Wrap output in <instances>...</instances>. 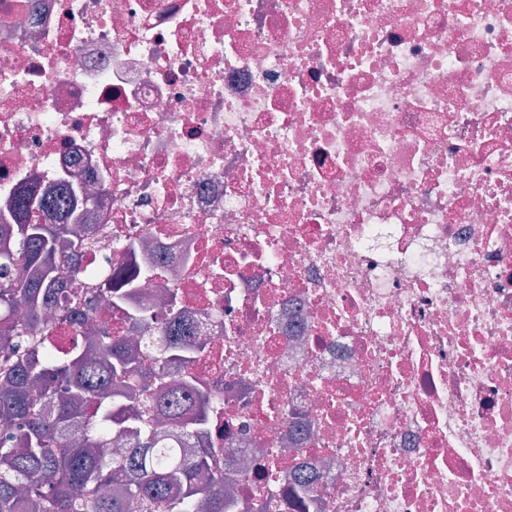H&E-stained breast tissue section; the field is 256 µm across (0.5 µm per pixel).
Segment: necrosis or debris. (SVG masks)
Here are the masks:
<instances>
[{
	"label": "necrosis or debris",
	"mask_w": 512,
	"mask_h": 512,
	"mask_svg": "<svg viewBox=\"0 0 512 512\" xmlns=\"http://www.w3.org/2000/svg\"><path fill=\"white\" fill-rule=\"evenodd\" d=\"M32 185L202 342L226 512H512V0H0Z\"/></svg>",
	"instance_id": "necrosis-or-debris-1"
}]
</instances>
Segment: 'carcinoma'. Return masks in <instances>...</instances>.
I'll list each match as a JSON object with an SVG mask.
<instances>
[{
	"mask_svg": "<svg viewBox=\"0 0 512 512\" xmlns=\"http://www.w3.org/2000/svg\"><path fill=\"white\" fill-rule=\"evenodd\" d=\"M71 193L43 197L33 189L9 201L0 223V512H226L224 482L200 480L217 449L202 442L192 457L158 443L156 418L202 440L222 399L194 378L180 392L151 393L125 379L136 368L123 336L102 328L82 344L50 336L70 329L94 307L70 305L84 273L86 225L69 223ZM74 241L68 258L56 243ZM141 344L157 373L200 352L175 319ZM78 427L83 440L67 442ZM129 436L132 446L108 457L103 448Z\"/></svg>",
	"mask_w": 512,
	"mask_h": 512,
	"instance_id": "cac0c4a2",
	"label": "carcinoma"
}]
</instances>
